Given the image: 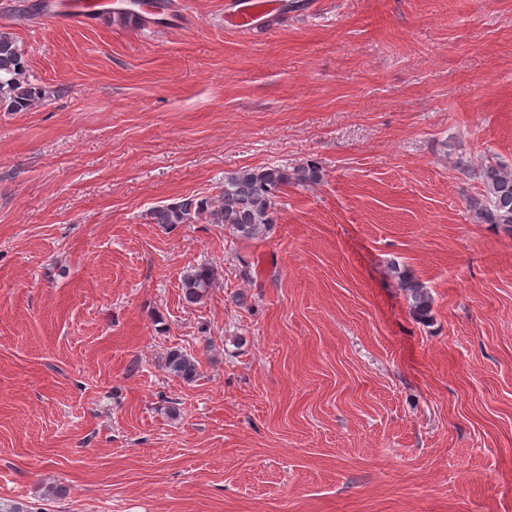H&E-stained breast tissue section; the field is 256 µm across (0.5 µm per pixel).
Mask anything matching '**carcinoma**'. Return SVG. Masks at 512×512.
<instances>
[{
    "instance_id": "1",
    "label": "carcinoma",
    "mask_w": 512,
    "mask_h": 512,
    "mask_svg": "<svg viewBox=\"0 0 512 512\" xmlns=\"http://www.w3.org/2000/svg\"><path fill=\"white\" fill-rule=\"evenodd\" d=\"M47 90L28 80L23 53L13 37L0 32V105L21 111L46 96ZM479 177L484 186L481 199H472L469 206L483 224H495L512 233V170L498 165L484 168ZM319 168L309 163L290 173L285 168L245 169L224 173V185L213 198H184L163 204L151 211L155 224L174 226L206 221L222 224L240 238H254L272 223V213L282 188L291 183H316ZM214 280V271L201 266L183 277L182 291L188 304H197L207 294ZM411 313L420 321L428 319L432 299L423 284L404 275H397ZM165 368L171 375L189 383L198 374V361L180 351H171Z\"/></svg>"
}]
</instances>
